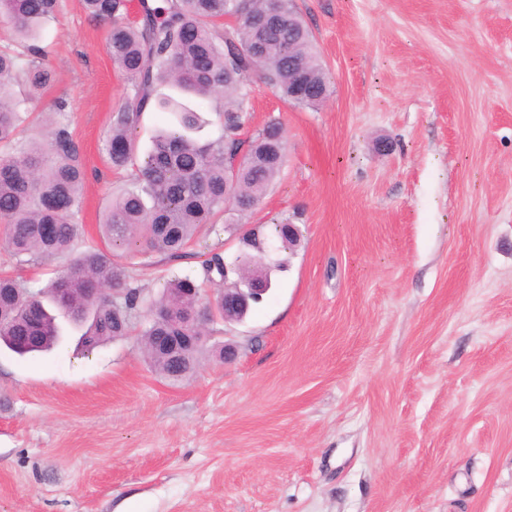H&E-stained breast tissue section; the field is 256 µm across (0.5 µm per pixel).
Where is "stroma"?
<instances>
[{"label":"stroma","mask_w":512,"mask_h":512,"mask_svg":"<svg viewBox=\"0 0 512 512\" xmlns=\"http://www.w3.org/2000/svg\"><path fill=\"white\" fill-rule=\"evenodd\" d=\"M296 7L330 98L300 108L247 78L252 129L285 138L247 221L300 226L287 272L243 322L211 325L178 383L134 334L86 356L70 328L48 353L1 348L0 512H512V0ZM106 36L62 0L39 41L56 82L23 133L64 102L88 244L132 177L102 154L131 89ZM237 248L207 224L182 258L123 262L155 297ZM65 266L0 248V274L35 290Z\"/></svg>","instance_id":"35a3bbf8"}]
</instances>
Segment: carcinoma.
I'll return each instance as SVG.
<instances>
[{
    "label": "carcinoma",
    "instance_id": "1",
    "mask_svg": "<svg viewBox=\"0 0 512 512\" xmlns=\"http://www.w3.org/2000/svg\"><path fill=\"white\" fill-rule=\"evenodd\" d=\"M83 6L92 20L108 26L109 53L131 82L104 140L108 165L124 169L134 164V133L144 113L165 112L174 120L156 129L136 176L105 209L100 224L104 247L79 251L83 226L77 215L85 180L79 143L67 122L52 119L40 138L20 137L26 99L15 95L14 86L43 91L55 83V74L38 61L40 49L34 44L22 53L0 51V243L19 264L68 258L64 273L37 291L0 277V345L19 355L53 349L66 324L83 329L80 342L90 352L126 336L130 315L142 307L179 319L202 301L206 321H222L224 309L213 307L207 289L217 293L234 287L254 269L285 271L283 262L267 260L255 240L258 234L284 250L296 245L299 236H288L284 221L262 224L257 233L243 231L236 255L227 260L212 255L202 261V278L176 276L155 298L134 285L121 258L130 251L182 257L201 225L215 223L227 210L241 223L279 176L280 159L272 145L282 130L274 122L255 137L244 165L236 172L231 167L242 117L227 120L225 114L246 111L244 72H258L265 85L288 98L291 43L307 83L322 94L297 106L317 108L331 94L307 27L298 17L288 21V15L296 14L294 0H279L274 6L267 0H249L246 7L239 0H141L140 19L134 23L123 21L126 0H83ZM59 7L60 0H0V18L29 41ZM232 15L238 22L223 50L215 26ZM164 88L177 95L162 92ZM184 96L221 100L219 137L204 142L196 137L205 121L183 102ZM234 181L240 193L238 203L231 204L224 191ZM191 286L199 289L198 296L185 292ZM114 288L121 293L115 303ZM179 335L174 326L151 318L141 332L145 357L167 379L191 375L207 344L199 329L198 339L183 346L175 359L152 348L156 336Z\"/></svg>",
    "mask_w": 512,
    "mask_h": 512
}]
</instances>
